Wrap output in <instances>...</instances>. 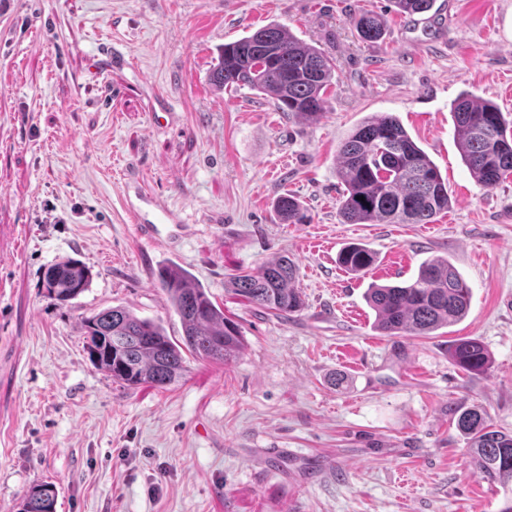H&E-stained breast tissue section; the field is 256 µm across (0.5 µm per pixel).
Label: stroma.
<instances>
[{
    "instance_id": "stroma-1",
    "label": "stroma",
    "mask_w": 512,
    "mask_h": 512,
    "mask_svg": "<svg viewBox=\"0 0 512 512\" xmlns=\"http://www.w3.org/2000/svg\"><path fill=\"white\" fill-rule=\"evenodd\" d=\"M364 11L382 39L360 38ZM271 23L334 59L318 120L210 81L224 44ZM463 93L512 114V0H435L416 24L392 0H0V512L41 481L56 512H500L452 410L512 432V177L489 191L462 162ZM376 112L447 178L433 223H342L338 150ZM145 193L176 214L175 238L140 237ZM284 194L303 223L278 220ZM351 243L375 255L366 275L337 262ZM281 255L304 299L286 318L228 288ZM435 256L469 285L466 318L380 334L369 284ZM70 258L93 279L61 304L40 282ZM170 262L244 347L227 365L186 357L165 389L112 381L82 320L123 306L180 338L157 277ZM462 337L488 349L487 374L454 364ZM353 22L359 36L365 41H378L384 34L385 20L380 15L364 12L355 17Z\"/></svg>"
}]
</instances>
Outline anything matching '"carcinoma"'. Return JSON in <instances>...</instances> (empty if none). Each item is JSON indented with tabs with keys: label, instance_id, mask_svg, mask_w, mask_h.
Instances as JSON below:
<instances>
[{
	"label": "carcinoma",
	"instance_id": "obj_1",
	"mask_svg": "<svg viewBox=\"0 0 512 512\" xmlns=\"http://www.w3.org/2000/svg\"><path fill=\"white\" fill-rule=\"evenodd\" d=\"M392 2L409 17L433 5V0ZM354 25L369 42L381 39L385 31L384 18L370 12L354 18ZM333 79L331 58L279 24L224 45L210 77L219 88H248L268 95L277 109L307 121L325 111ZM452 114L463 163L485 189L497 188L512 176V122L495 104L469 96L454 103ZM338 174L345 185L339 209L344 224H429L448 210V186L439 168L388 112L365 118L347 135L339 149ZM275 212L292 224L305 219L300 203L288 195L277 198ZM337 262L346 271L363 275L372 266L373 255L350 244L340 251ZM296 277L295 262L282 255L254 271L240 272L230 286L256 307L286 317L303 307ZM91 280L86 266L67 260L45 271L43 287L64 304L85 292ZM159 283L179 317L180 340H173L160 324L112 306L83 322L85 349L95 368L130 387L151 384L165 389L181 379L186 351L224 365L237 358L244 346L239 326L224 317V310L189 272L167 264L159 272ZM366 302L375 312L374 328L383 334L429 336L466 316L471 288L449 260L435 258L423 262L411 282L371 284ZM452 356L470 374H485L491 367L489 353L476 339H457ZM456 428L474 468L502 488L505 505L500 512H512V433L494 429L475 405L459 409ZM57 498L55 485L36 484L18 512H56Z\"/></svg>",
	"mask_w": 512,
	"mask_h": 512
}]
</instances>
